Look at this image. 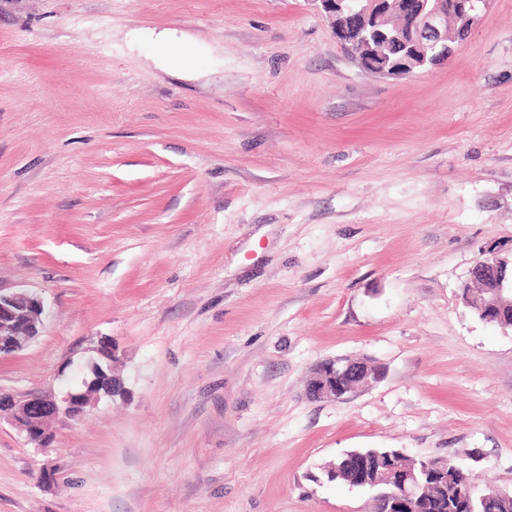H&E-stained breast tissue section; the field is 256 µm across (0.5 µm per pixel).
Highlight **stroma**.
Instances as JSON below:
<instances>
[{"mask_svg":"<svg viewBox=\"0 0 512 512\" xmlns=\"http://www.w3.org/2000/svg\"><path fill=\"white\" fill-rule=\"evenodd\" d=\"M512 254V0L400 79L319 0H0V292L46 318L0 388L112 342L125 398L26 441L0 512H371L353 448L512 489V332L459 288ZM382 379L306 398L313 366Z\"/></svg>","mask_w":512,"mask_h":512,"instance_id":"1","label":"stroma"}]
</instances>
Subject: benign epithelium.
<instances>
[{
	"label": "benign epithelium",
	"instance_id": "1",
	"mask_svg": "<svg viewBox=\"0 0 512 512\" xmlns=\"http://www.w3.org/2000/svg\"><path fill=\"white\" fill-rule=\"evenodd\" d=\"M323 10L331 20L336 37L346 45L365 38L368 21L375 22L374 39L382 42L393 56L392 67L416 65L426 68L448 61L453 48L448 46V13L468 15L487 7L488 0H321ZM394 14L399 25L388 30L379 27L384 17ZM424 49L432 51L422 56L420 63L414 56ZM470 278H480L501 293L512 292V261L493 255L476 261ZM479 314L487 323L512 329V308L498 302L480 304ZM45 317V306L41 298L28 293H0V357L10 356L24 349L26 343L18 342V336H39ZM382 378L381 369L368 362L346 357L322 360L311 371L306 394L314 401H339L346 398L359 385ZM92 398L83 390L53 393H29L17 396L0 388V413L9 411L15 429L35 439V444L45 446L50 434L47 424L61 416L76 418L84 414ZM394 452L384 454H347L339 467L330 470L332 477L344 473H356L362 486L383 484L389 492V512H401L412 508L417 493L427 483L423 476L428 468L440 469L446 476L448 460L428 458L422 461L420 472L395 467Z\"/></svg>",
	"mask_w": 512,
	"mask_h": 512
}]
</instances>
